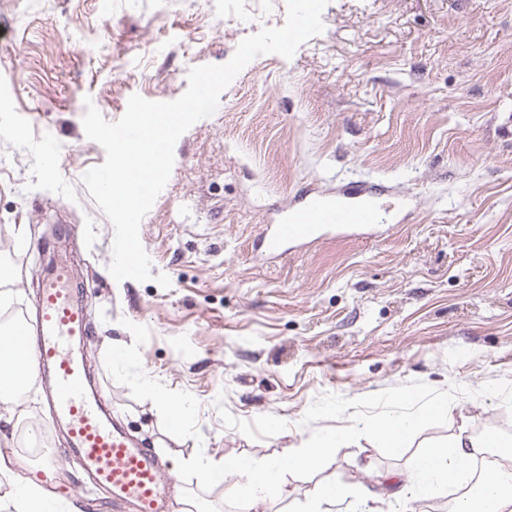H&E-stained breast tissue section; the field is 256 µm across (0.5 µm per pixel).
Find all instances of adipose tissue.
Returning a JSON list of instances; mask_svg holds the SVG:
<instances>
[{
  "mask_svg": "<svg viewBox=\"0 0 512 512\" xmlns=\"http://www.w3.org/2000/svg\"><path fill=\"white\" fill-rule=\"evenodd\" d=\"M33 351V343L16 347L0 338V402L35 385ZM407 400V395H396L397 411L380 421L364 422L361 434L375 447L396 451L405 447L428 420L448 413V402L440 397L416 412L402 411ZM349 437L345 430L329 432L274 460L228 457L214 462L201 458L197 465L207 474L220 475L225 499L242 503L248 512H263L267 503L280 498L288 472L320 469L328 453ZM486 452L495 462L482 476H474L469 462ZM13 474L11 461L0 457V487L6 488L5 498L14 512H53L55 504L43 485L14 483ZM441 485L459 491L449 512H512V438L492 430L474 435L468 418H461L448 442L431 445L416 458L404 498L411 502L426 499ZM371 499L370 492L361 486L321 483L313 492L309 512H375Z\"/></svg>",
  "mask_w": 512,
  "mask_h": 512,
  "instance_id": "adipose-tissue-1",
  "label": "adipose tissue"
}]
</instances>
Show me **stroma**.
<instances>
[{
	"mask_svg": "<svg viewBox=\"0 0 512 512\" xmlns=\"http://www.w3.org/2000/svg\"><path fill=\"white\" fill-rule=\"evenodd\" d=\"M292 58L247 64L216 112L177 141L140 225L170 288L115 281V229L81 181L105 160L84 100L118 121L138 94L170 101L222 64L286 0H0V288L34 314L47 258L86 304L85 356L119 423L205 512H240L193 462L272 459L319 434L384 418L397 392L444 395L474 434L512 436V0H329ZM386 187L384 223L289 245L254 242L301 191ZM29 233L18 243L17 229ZM128 348L132 365L112 364ZM191 402L172 430L149 397ZM0 456L66 512H112L53 428L44 386L23 394ZM40 430L57 467L46 470ZM427 424L393 454L361 434L317 473L288 474L268 512H298L324 479L400 512Z\"/></svg>",
	"mask_w": 512,
	"mask_h": 512,
	"instance_id": "35a3bbf8",
	"label": "stroma"
}]
</instances>
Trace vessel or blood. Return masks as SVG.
<instances>
[{
    "label": "vessel or blood",
    "instance_id": "1",
    "mask_svg": "<svg viewBox=\"0 0 512 512\" xmlns=\"http://www.w3.org/2000/svg\"><path fill=\"white\" fill-rule=\"evenodd\" d=\"M384 209L376 193L345 190L302 196L301 203L264 225L256 241L261 254L277 257L289 244L318 239L324 233L382 223ZM73 269L51 267L42 280L36 319L18 315L8 340L24 345L36 329L35 352L54 418L67 428L70 450L89 476L110 496L116 512H171L177 486L169 485L159 457L138 447L112 422L83 350L89 326L85 306L72 290Z\"/></svg>",
    "mask_w": 512,
    "mask_h": 512
}]
</instances>
